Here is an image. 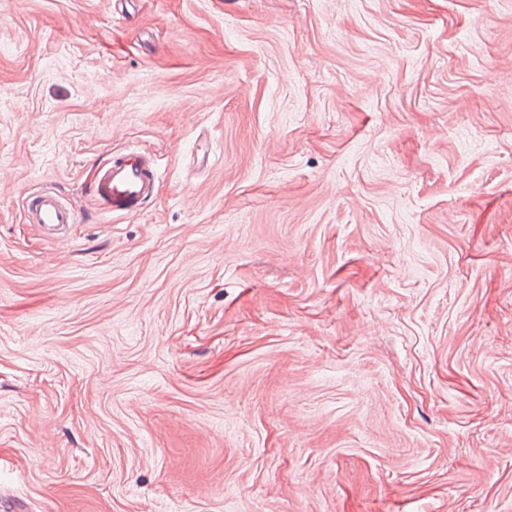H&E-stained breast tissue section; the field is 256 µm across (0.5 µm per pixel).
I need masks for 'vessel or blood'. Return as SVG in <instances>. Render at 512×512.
Instances as JSON below:
<instances>
[{"label":"vessel or blood","instance_id":"b4317fda","mask_svg":"<svg viewBox=\"0 0 512 512\" xmlns=\"http://www.w3.org/2000/svg\"><path fill=\"white\" fill-rule=\"evenodd\" d=\"M156 190L155 160L133 150L112 157L101 167L94 193L102 208L134 215L143 209ZM25 218L27 223L52 233L66 230L80 221L78 211L50 190L27 198Z\"/></svg>","mask_w":512,"mask_h":512}]
</instances>
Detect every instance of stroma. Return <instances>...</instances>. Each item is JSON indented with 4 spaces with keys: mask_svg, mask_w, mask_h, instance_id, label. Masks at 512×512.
<instances>
[{
    "mask_svg": "<svg viewBox=\"0 0 512 512\" xmlns=\"http://www.w3.org/2000/svg\"><path fill=\"white\" fill-rule=\"evenodd\" d=\"M0 512H512V0H0ZM157 182L155 160L133 150L101 167L94 193L103 209L135 215L154 196ZM25 218L28 224L52 234L66 230L80 221L78 211L59 194L50 190L27 198Z\"/></svg>",
    "mask_w": 512,
    "mask_h": 512,
    "instance_id": "1",
    "label": "stroma"
}]
</instances>
